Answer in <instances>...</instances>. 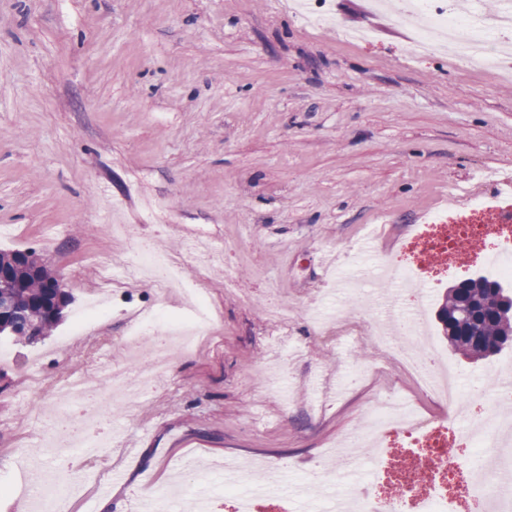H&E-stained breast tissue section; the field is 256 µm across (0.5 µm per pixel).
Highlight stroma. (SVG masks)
Instances as JSON below:
<instances>
[{"label":"stroma","mask_w":512,"mask_h":512,"mask_svg":"<svg viewBox=\"0 0 512 512\" xmlns=\"http://www.w3.org/2000/svg\"><path fill=\"white\" fill-rule=\"evenodd\" d=\"M306 24L295 0H0V251L34 254L74 301L101 288L108 319L69 337L71 315L33 343L1 338L0 486L27 456L71 467L68 512L110 498L115 512L227 459L287 468L288 501L316 512L307 483L336 491L322 451L393 392L430 405L371 323L395 258L420 214L446 200L496 197L512 182V80L448 50L408 53L415 28L372 17L367 0H325ZM369 224L384 238L363 239ZM183 262L218 317L213 338L173 351L156 390L104 406L110 447L92 459L44 452L47 425L73 380L105 383L148 363L125 337L161 293L131 261L141 240ZM481 274L427 260L400 297L427 304V332L470 393L512 368V346L471 361L436 317L449 286ZM293 312L287 329L272 305ZM289 334L287 348L278 338Z\"/></svg>","instance_id":"obj_1"}]
</instances>
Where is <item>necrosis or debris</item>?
Masks as SVG:
<instances>
[{
  "mask_svg": "<svg viewBox=\"0 0 512 512\" xmlns=\"http://www.w3.org/2000/svg\"><path fill=\"white\" fill-rule=\"evenodd\" d=\"M412 14L428 18L429 24L411 40L408 51L424 54L431 45L447 44L476 64L492 69H512V0H499L493 21H486L479 0L458 7L455 0H407ZM486 229L481 224L449 225L447 212L431 214L420 224L410 243L402 251L405 262L392 265L396 281H414L422 259L433 253L466 259L483 253L493 273L512 280V263L501 261L499 248L512 244V225L498 228L497 249L482 251ZM137 268L153 270L156 281L166 288H179L187 303L169 310L163 300H155L148 311L129 328L127 345H136L140 336L155 333L162 341L155 350L150 367L113 374L109 393L122 398L127 386L138 390L153 389L156 369L162 366L173 347H191L208 335L214 324L213 310L202 288L186 283L182 264L172 257L142 246L136 252ZM386 351L397 353L419 377L424 389L439 402L442 411L424 414L395 396H384L369 409L370 430H351L336 442L342 455L336 463L349 473H359L363 449L374 451L373 468L367 482L330 500L327 512H453V503L472 494H480L483 512H512V483L479 480L474 475H460L449 436L464 416L466 406L454 374L445 372L437 355L414 347L386 344ZM81 400H101L105 393L97 387H80ZM505 389L489 394L492 406L471 420L467 437L483 469L494 471L512 467V420L494 407L496 401L511 395ZM278 482L269 473L266 482L248 484L246 475L225 481L224 493L235 502V512H258L261 501L270 497Z\"/></svg>",
  "mask_w": 512,
  "mask_h": 512,
  "instance_id": "obj_1",
  "label": "necrosis or debris"
}]
</instances>
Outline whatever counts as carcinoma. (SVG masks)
<instances>
[{"label":"carcinoma","mask_w":512,"mask_h":512,"mask_svg":"<svg viewBox=\"0 0 512 512\" xmlns=\"http://www.w3.org/2000/svg\"><path fill=\"white\" fill-rule=\"evenodd\" d=\"M25 258L28 263L18 270L14 284L0 288V293L9 295L15 310L24 314L33 325L35 335L27 340L34 342L59 323L53 314V299L58 294L47 288L54 280L51 273L31 255L27 254ZM487 282L486 277L466 280L465 287L458 292H446L440 306V312L446 314L457 303L466 304V315L455 320L454 333L448 337V342L463 355L477 360L496 353L503 344L512 341V319L507 321L498 314V293L482 287Z\"/></svg>","instance_id":"1"}]
</instances>
